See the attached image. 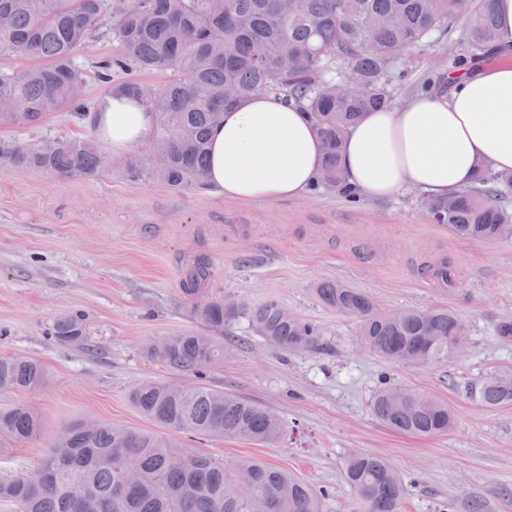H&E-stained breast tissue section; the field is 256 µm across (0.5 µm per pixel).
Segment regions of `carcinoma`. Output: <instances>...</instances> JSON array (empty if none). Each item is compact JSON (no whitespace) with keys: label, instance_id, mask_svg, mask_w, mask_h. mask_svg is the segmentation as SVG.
Masks as SVG:
<instances>
[{"label":"carcinoma","instance_id":"carcinoma-1","mask_svg":"<svg viewBox=\"0 0 512 512\" xmlns=\"http://www.w3.org/2000/svg\"><path fill=\"white\" fill-rule=\"evenodd\" d=\"M462 17L468 26L459 34ZM106 25L118 53L98 63L95 78L105 94L136 97L156 114L152 158H114L86 138L59 140L50 153L37 145L0 144L3 165L83 179L118 166L133 179L171 189L203 186L209 130L225 111L269 95L306 112L324 145L311 192L335 190L355 202L358 195L338 164L339 149L365 113L392 108L410 56L446 40L457 45L456 65L467 67L493 57L500 40L493 0H468L463 15L458 0H0V51L44 61L0 69V101L7 105L0 124L35 125L53 112L90 111L87 75L74 56ZM134 70L163 72L167 79L153 85L128 75ZM347 72L357 83L340 98L336 82ZM511 193L512 172L484 170L472 185L443 199L423 195L421 204L454 235L494 241L512 230V213L502 205ZM212 276L211 264L200 258L182 283L189 313L203 330L149 346L151 357L184 372L224 358V326L240 310L208 296ZM316 294L324 305L356 318L360 342L384 360L424 366L467 351L449 349L466 326L446 309L399 317L340 282H325ZM251 318L282 349L315 345L314 326L284 318L276 302L254 309ZM54 338L88 345L77 317L58 319ZM44 379L41 364L0 357L1 394L35 391ZM472 394L483 405H511L512 369L490 373ZM130 401L156 429L78 419L51 443L35 475L0 480V500L16 512H321L313 487L288 472L256 459L226 463L181 439L192 433L274 443L285 426L270 410L202 383L147 381L132 390ZM372 407L388 427L415 437L445 433L454 423L448 403L397 386L379 391ZM40 431V418L26 404L0 409V433L29 442ZM342 474L366 512H400L406 487L388 458L351 450ZM72 484L83 488L82 497L69 495Z\"/></svg>","mask_w":512,"mask_h":512}]
</instances>
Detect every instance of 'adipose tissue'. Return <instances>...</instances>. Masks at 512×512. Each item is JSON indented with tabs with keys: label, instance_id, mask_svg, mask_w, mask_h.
Here are the masks:
<instances>
[{
	"label": "adipose tissue",
	"instance_id": "1",
	"mask_svg": "<svg viewBox=\"0 0 512 512\" xmlns=\"http://www.w3.org/2000/svg\"><path fill=\"white\" fill-rule=\"evenodd\" d=\"M501 59L449 74L444 89L400 110L366 113L339 153L359 195L391 196L412 186L444 198L481 168L512 170V0H497ZM92 122L113 156L136 155L156 123L137 99L104 97ZM323 146L306 113L270 97L227 111L209 134L206 184L240 201L291 199L310 190Z\"/></svg>",
	"mask_w": 512,
	"mask_h": 512
}]
</instances>
